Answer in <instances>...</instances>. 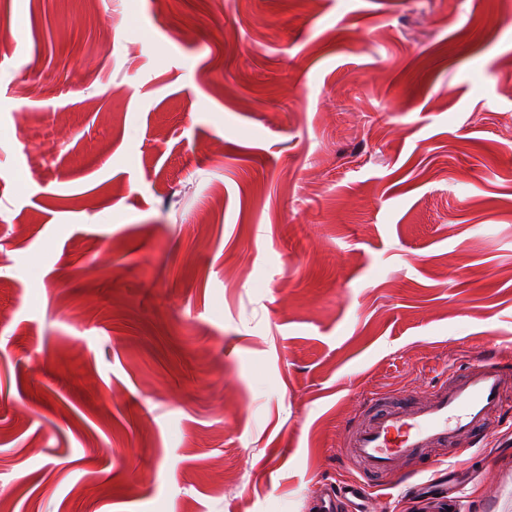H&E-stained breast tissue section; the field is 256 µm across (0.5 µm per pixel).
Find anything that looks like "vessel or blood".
Listing matches in <instances>:
<instances>
[{"label": "vessel or blood", "mask_w": 512, "mask_h": 512, "mask_svg": "<svg viewBox=\"0 0 512 512\" xmlns=\"http://www.w3.org/2000/svg\"><path fill=\"white\" fill-rule=\"evenodd\" d=\"M512 375L495 360L471 364L465 372H449L428 392H415L398 402L375 409V395L364 401L371 411L354 421L341 445L342 454L360 471L359 483L326 486L319 512H335L337 502L350 512H375L369 491L372 480L400 470L406 458L428 448H458L499 416Z\"/></svg>", "instance_id": "b4317fda"}]
</instances>
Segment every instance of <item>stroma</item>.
I'll return each instance as SVG.
<instances>
[{
	"mask_svg": "<svg viewBox=\"0 0 512 512\" xmlns=\"http://www.w3.org/2000/svg\"><path fill=\"white\" fill-rule=\"evenodd\" d=\"M0 311L13 512H310L366 394L512 361V0H0ZM478 441L377 512H512Z\"/></svg>",
	"mask_w": 512,
	"mask_h": 512,
	"instance_id": "1",
	"label": "stroma"
}]
</instances>
